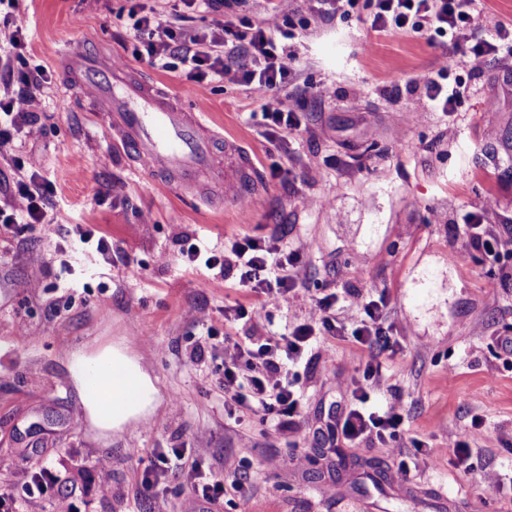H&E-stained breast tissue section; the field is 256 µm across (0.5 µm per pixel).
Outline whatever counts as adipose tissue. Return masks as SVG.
I'll return each instance as SVG.
<instances>
[{"label": "adipose tissue", "instance_id": "ef3b65f1", "mask_svg": "<svg viewBox=\"0 0 512 512\" xmlns=\"http://www.w3.org/2000/svg\"><path fill=\"white\" fill-rule=\"evenodd\" d=\"M81 368L73 381L90 425L118 434L148 419L157 406V390L147 368L127 347L114 345L76 356Z\"/></svg>", "mask_w": 512, "mask_h": 512}]
</instances>
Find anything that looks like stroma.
I'll return each instance as SVG.
<instances>
[{
	"label": "stroma",
	"instance_id": "35a3bbf8",
	"mask_svg": "<svg viewBox=\"0 0 512 512\" xmlns=\"http://www.w3.org/2000/svg\"><path fill=\"white\" fill-rule=\"evenodd\" d=\"M275 0H227L220 11L199 9L186 23L200 29L218 22L240 28L273 13ZM169 17L174 0H21L17 21L26 36L29 67L46 69L43 96L47 133L16 142L12 153L37 157L53 192L51 222L106 237L134 269L105 264L87 246L74 265V292L58 290L55 242L40 225L25 231L0 226V480H18L14 461L38 465L50 454L64 463L62 476L76 512H206L182 493L180 473L169 471L156 494L137 484L156 448H195L224 462L225 478L246 475L244 498L226 497L220 512H512V489L497 488L512 471V365L499 339L512 336V240L497 257L471 249L451 228L494 201L484 222L501 233L512 217V56L498 55L473 75L476 92L458 111L442 116L423 106L419 86L440 65L441 49L428 34H378L366 11L330 19L291 13L296 77L271 92L217 81L189 99L181 70L138 60L132 6ZM94 48L183 102L218 141L241 146L260 185L245 198L225 197L208 184L204 198L178 188L161 193L122 146L106 113L67 84L65 48ZM331 93L323 97L320 85ZM277 99L294 109L298 130L266 138L259 111ZM282 174L271 178L269 167ZM111 195H102L103 186ZM252 221H238L241 203ZM248 233L277 236L303 254L301 281L289 310L179 255L189 240L216 242ZM456 260H449V251ZM41 254L45 266L31 264ZM353 291L388 299L386 322L398 342L383 352L384 384L376 401L398 395L407 422L394 444H339L350 467L329 477L333 461L296 468L285 464L289 444L327 421L347 396L337 382L359 374V354L336 344V358L291 366L304 414L281 431L244 411L228 417L224 398L199 372L190 353L192 324L185 312L206 308L221 333L272 336L308 320L317 298L338 297L336 317L358 322ZM252 311L250 328L224 321L225 304ZM138 344L161 396L146 423L111 437L92 429L72 383V355L96 347ZM180 401L181 416L171 404ZM483 436L472 444L475 470L465 479L453 465L448 439L465 432L473 416ZM437 449L431 466L397 486L394 448L413 440ZM111 474L103 489L101 470Z\"/></svg>",
	"mask_w": 512,
	"mask_h": 512
}]
</instances>
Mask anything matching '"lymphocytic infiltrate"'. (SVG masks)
<instances>
[{"mask_svg": "<svg viewBox=\"0 0 512 512\" xmlns=\"http://www.w3.org/2000/svg\"><path fill=\"white\" fill-rule=\"evenodd\" d=\"M333 13L345 15L359 5L371 7L370 27L377 33L431 32L441 45L460 55L463 74L449 72L440 66L435 74L424 80L421 98L432 111L448 114L457 111L459 104L472 93L466 73L482 69L487 57L512 56V27L483 15L482 0H327ZM19 0H0V81L5 84L0 94V152L10 149L15 136H41L44 126L39 110L41 96L49 78L42 68L15 73L14 61L22 55L25 35L14 23ZM484 20V37L472 39L468 34L476 18ZM182 12L162 20L147 14L140 15L134 29L141 40L139 57L149 65L167 67L178 60L185 77L196 89L205 90L224 77V58L242 57L235 77L241 83L271 90L288 83L293 76L292 58L277 44L278 26L269 19L239 33L224 24L205 31L183 29ZM51 186L43 177L41 163L28 157L17 168L9 188L10 201L0 207L1 224H38L48 237L56 238V250L63 254L60 263L63 273H71L70 255L95 244L105 263L128 264V257L116 252L105 239H94L92 232L80 228L62 234L59 225L47 218L46 202ZM183 262L201 264L219 270L225 278L236 279L241 287L264 296L266 303L278 309L290 307L298 286V250L276 237L243 235L223 246L198 240L181 253ZM354 303L363 317L352 330L335 323L330 312L336 305V295L320 299L318 324L301 323L278 336L262 341L240 343L225 339L218 383L224 390V412L234 415L237 408L250 409L262 422L289 426L300 417L303 396L288 377L289 364L302 359L307 349H314L315 359L330 361L335 355V341L353 344L364 357L361 377L344 380L349 395L347 404L337 407L328 425L330 439H342L353 445L366 441L386 443L396 438L404 423V409L399 400L374 405L371 393L382 374L377 350L392 349L390 337L381 333L385 296L371 297L357 292ZM327 341L316 344L317 336ZM155 464L146 468L138 489L146 493L158 486L169 467H176L187 478L186 491L190 499L213 506L223 504L225 497L244 495L241 480H224L217 476L213 462L198 453L182 448L154 449ZM46 499L53 512H74L69 493L63 489L61 472L55 457H46L35 469H26L21 484L0 482V512H19L22 502Z\"/></svg>", "mask_w": 512, "mask_h": 512, "instance_id": "f902f5d3", "label": "lymphocytic infiltrate"}]
</instances>
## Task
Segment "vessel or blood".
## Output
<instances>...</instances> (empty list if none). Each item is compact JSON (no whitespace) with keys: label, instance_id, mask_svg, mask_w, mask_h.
I'll use <instances>...</instances> for the list:
<instances>
[{"label":"vessel or blood","instance_id":"vessel-or-blood-1","mask_svg":"<svg viewBox=\"0 0 512 512\" xmlns=\"http://www.w3.org/2000/svg\"><path fill=\"white\" fill-rule=\"evenodd\" d=\"M68 77L106 108L109 123L133 149L158 188H169L173 181L195 182L206 178L226 182L228 187L253 180L254 169L245 152L234 143L227 151L237 160L234 176L223 177L212 161V137L200 115L185 111L170 97L150 84L134 78L120 64L86 51L67 53Z\"/></svg>","mask_w":512,"mask_h":512}]
</instances>
